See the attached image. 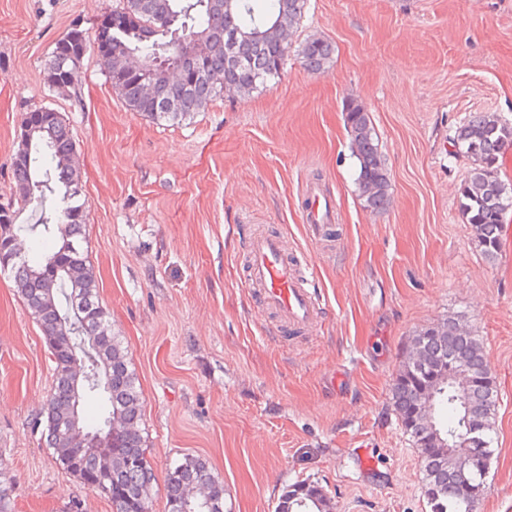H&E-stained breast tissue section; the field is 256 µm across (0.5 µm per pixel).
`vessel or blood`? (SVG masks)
<instances>
[{"label":"vessel or blood","instance_id":"1","mask_svg":"<svg viewBox=\"0 0 512 512\" xmlns=\"http://www.w3.org/2000/svg\"><path fill=\"white\" fill-rule=\"evenodd\" d=\"M245 288L294 325H307L318 316L321 291L315 281L299 280L282 241L256 235L248 242Z\"/></svg>","mask_w":512,"mask_h":512}]
</instances>
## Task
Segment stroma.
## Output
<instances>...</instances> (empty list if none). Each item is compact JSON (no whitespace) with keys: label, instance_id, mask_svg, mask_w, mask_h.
<instances>
[{"label":"stroma","instance_id":"stroma-1","mask_svg":"<svg viewBox=\"0 0 512 512\" xmlns=\"http://www.w3.org/2000/svg\"><path fill=\"white\" fill-rule=\"evenodd\" d=\"M116 2L0 0V194L20 112H61L157 481L200 455L224 481L225 512H275L302 480L320 483L335 512H430L391 386L412 337L453 318L481 343L499 394L475 512H512V210L486 259L458 207L473 164L453 147L473 113L512 124V0H308L279 78L175 125L129 110L93 50L82 105L44 85L54 42L75 25L95 33ZM312 37L334 47L320 74L299 54ZM350 98L386 160L381 212L358 189ZM311 184L333 201L319 236L303 221ZM255 233L284 238L298 276L316 278L317 326L282 327L243 288ZM53 379L41 328L0 275V470L15 512H64L74 498L112 512L36 427Z\"/></svg>","mask_w":512,"mask_h":512}]
</instances>
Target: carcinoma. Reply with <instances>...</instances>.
Returning a JSON list of instances; mask_svg holds the SVG:
<instances>
[{"instance_id":"cac0c4a2","label":"carcinoma","mask_w":512,"mask_h":512,"mask_svg":"<svg viewBox=\"0 0 512 512\" xmlns=\"http://www.w3.org/2000/svg\"><path fill=\"white\" fill-rule=\"evenodd\" d=\"M119 0L108 16L115 27L96 30L94 39L73 27L54 43L45 68V84L62 85L82 105V62L91 44L107 43L106 77L125 105L152 120L177 124L208 109L231 84L243 97L279 77L288 57L280 37L283 29L296 34L307 0ZM240 32L237 47L241 65L228 60L224 43L230 30ZM194 43L207 78L183 89L171 82L168 66L182 45ZM334 48L320 38L306 40L300 55L305 67L322 73ZM149 66L156 84L167 88L165 98L146 97L137 70ZM352 152L358 160L357 184L366 206L383 209L390 180L385 159L373 136L368 113L357 101L345 104ZM35 122L18 136L12 158V185L0 198V272H7L32 318L41 327L54 364V384L42 419L47 447L78 448L71 417L76 403L99 401L100 411L79 415L80 427L105 433L111 422L123 421L110 443L91 447L72 458L57 456L63 470L112 501L116 512H143L154 497V473L142 435V395L128 350L112 335L110 313L99 298L94 267L84 248L86 203L81 174L73 164L75 140L64 115L48 106L20 114L19 128ZM512 144V126L493 112H476L453 138L457 152L471 158L474 169L460 189L459 208L471 224L477 247L494 260L500 250L503 215L512 208V193L497 175V154ZM32 208L33 224L18 223ZM21 236L28 253L21 262L1 265L8 257V239ZM82 373L74 370L72 355L83 356ZM459 367L474 378L461 408L455 386L436 380L440 367ZM483 349L471 332L447 318L420 330L410 341L391 388V406L410 435L421 459L423 491L431 512H474L484 495L485 479L454 465L460 436L481 421L477 436L492 455L490 424L498 402L495 383ZM166 512H224V482L206 459L186 456L168 472ZM317 482H296L283 492L277 512H321ZM0 512H13L12 488L0 472Z\"/></svg>"}]
</instances>
